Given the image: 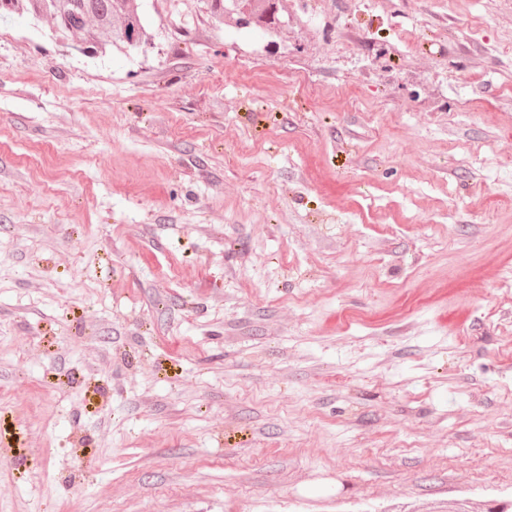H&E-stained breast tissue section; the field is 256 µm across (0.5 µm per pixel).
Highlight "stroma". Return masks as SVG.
I'll return each mask as SVG.
<instances>
[{"mask_svg":"<svg viewBox=\"0 0 512 512\" xmlns=\"http://www.w3.org/2000/svg\"><path fill=\"white\" fill-rule=\"evenodd\" d=\"M0 21V512L512 502V0ZM137 0H0V18L25 10L36 18L51 17L62 40L81 36L86 51L111 45L145 52L151 45L147 21ZM211 18L224 24V15H239L244 25H254L267 31L276 30L281 23L274 0H205Z\"/></svg>","mask_w":512,"mask_h":512,"instance_id":"obj_1","label":"stroma"}]
</instances>
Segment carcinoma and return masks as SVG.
Wrapping results in <instances>:
<instances>
[{"label": "carcinoma", "instance_id": "carcinoma-1", "mask_svg": "<svg viewBox=\"0 0 512 512\" xmlns=\"http://www.w3.org/2000/svg\"><path fill=\"white\" fill-rule=\"evenodd\" d=\"M211 18L224 23V15L236 14L244 24L267 31L279 27L275 0H205ZM23 10L36 18L54 20L56 35L67 40L81 36L86 49L113 46L128 51H146L151 45L147 21L137 0H0V18Z\"/></svg>", "mask_w": 512, "mask_h": 512}]
</instances>
